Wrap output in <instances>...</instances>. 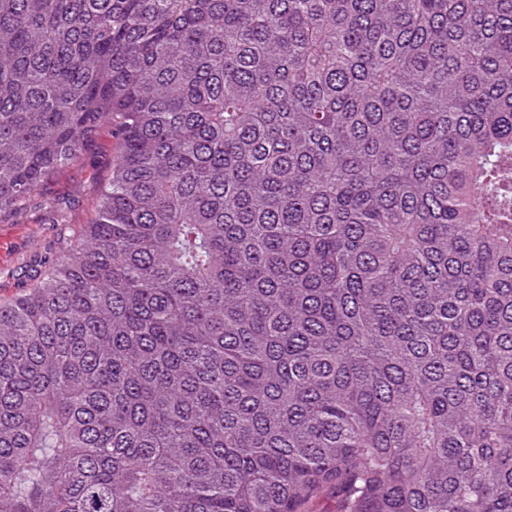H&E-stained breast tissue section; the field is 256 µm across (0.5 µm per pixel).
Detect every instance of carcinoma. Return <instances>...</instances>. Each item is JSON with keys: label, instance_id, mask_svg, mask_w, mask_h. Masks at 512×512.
<instances>
[{"label": "carcinoma", "instance_id": "1", "mask_svg": "<svg viewBox=\"0 0 512 512\" xmlns=\"http://www.w3.org/2000/svg\"><path fill=\"white\" fill-rule=\"evenodd\" d=\"M0 512H512V0H0ZM118 155V141L106 125L27 203L0 213V301L21 294L29 284L27 272L40 261L62 257L82 225L94 219Z\"/></svg>", "mask_w": 512, "mask_h": 512}]
</instances>
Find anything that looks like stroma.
<instances>
[{
	"label": "stroma",
	"mask_w": 512,
	"mask_h": 512,
	"mask_svg": "<svg viewBox=\"0 0 512 512\" xmlns=\"http://www.w3.org/2000/svg\"><path fill=\"white\" fill-rule=\"evenodd\" d=\"M118 155L111 127H102L86 151L51 173L27 203L0 213V301L21 294L28 271L62 257L82 225L94 219Z\"/></svg>",
	"instance_id": "obj_1"
}]
</instances>
